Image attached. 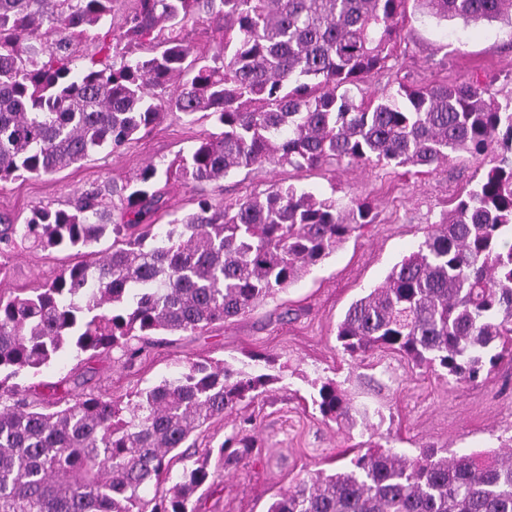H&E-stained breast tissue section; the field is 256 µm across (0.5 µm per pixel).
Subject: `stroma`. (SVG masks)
Returning <instances> with one entry per match:
<instances>
[{
  "label": "stroma",
  "mask_w": 512,
  "mask_h": 512,
  "mask_svg": "<svg viewBox=\"0 0 512 512\" xmlns=\"http://www.w3.org/2000/svg\"><path fill=\"white\" fill-rule=\"evenodd\" d=\"M399 32L391 69L369 79L367 94L385 95L400 78L455 83L477 77L492 82L497 97L512 95V30L507 26H465L455 20L439 26L410 11L400 19ZM210 127V122L190 124L171 113L118 151H102L48 176L0 183V215L22 219L37 207L66 209L82 193L97 189L113 223H122L141 170L151 162L166 167ZM485 166V161L464 158L415 175L380 164L303 172L266 165L228 176L220 186L209 187L216 200L232 203L280 182L344 203L353 197L368 201L375 220L250 313L200 334L165 336L130 368L112 351L88 360L68 349L41 380L54 383L66 376L73 393L124 399L176 375L189 359H225L239 366L254 354L270 357L269 371L279 377L271 390L211 420L197 436L196 454L218 449L249 416L262 450L261 461L246 459L218 470L202 499L204 512H266L273 497L309 473L348 463L369 439L412 455L422 448L498 449L512 436V361L502 360L489 380L472 384L414 367L389 350L352 358L336 341V327L350 303L384 281L457 197L474 186ZM74 261L70 251L19 249L0 287H38ZM326 378L347 393L350 419L325 420L313 405L312 384Z\"/></svg>",
  "instance_id": "1"
}]
</instances>
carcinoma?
Listing matches in <instances>:
<instances>
[{"label": "carcinoma", "mask_w": 512, "mask_h": 512, "mask_svg": "<svg viewBox=\"0 0 512 512\" xmlns=\"http://www.w3.org/2000/svg\"><path fill=\"white\" fill-rule=\"evenodd\" d=\"M410 1L438 25L512 28V0H133L118 31L117 0H0V182L117 150L169 112L214 126L164 170L193 184L255 166L433 171L491 154L448 217L349 305L336 331L352 358L384 348L476 382L512 354V97L498 100L478 78L364 95L393 57ZM203 16L221 33L211 54L187 33ZM91 36L102 59L79 65L74 46ZM158 179L155 164L141 170L124 224L105 222L98 191L19 224L0 217V279L26 243L90 256L29 294H0V512H198L205 461L183 467L167 495L145 490L171 475L196 431L276 377L189 359L126 403L77 394L50 405L31 393L34 379L64 349L90 359L118 349L130 364L161 330L196 334L248 313L371 223L364 200L344 206L275 183L231 207L203 193L194 212L162 227L146 223L163 204ZM108 232L112 251L91 250ZM313 403L334 421L351 412L333 379ZM250 425L242 419L219 457L255 455ZM366 445L267 512H512L511 451L410 456Z\"/></svg>", "instance_id": "obj_1"}]
</instances>
